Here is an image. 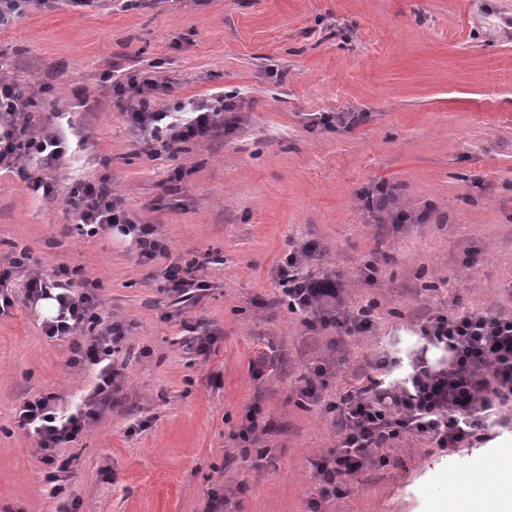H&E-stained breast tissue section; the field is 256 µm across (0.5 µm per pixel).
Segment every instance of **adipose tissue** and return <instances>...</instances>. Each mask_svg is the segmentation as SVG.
Listing matches in <instances>:
<instances>
[{
	"instance_id": "obj_1",
	"label": "adipose tissue",
	"mask_w": 512,
	"mask_h": 512,
	"mask_svg": "<svg viewBox=\"0 0 512 512\" xmlns=\"http://www.w3.org/2000/svg\"><path fill=\"white\" fill-rule=\"evenodd\" d=\"M438 512H512V461H500L491 479L483 470L473 471L457 483L449 506Z\"/></svg>"
}]
</instances>
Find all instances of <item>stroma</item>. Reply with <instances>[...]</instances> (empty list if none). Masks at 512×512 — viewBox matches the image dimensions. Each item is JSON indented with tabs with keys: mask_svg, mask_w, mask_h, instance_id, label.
I'll return each instance as SVG.
<instances>
[{
	"mask_svg": "<svg viewBox=\"0 0 512 512\" xmlns=\"http://www.w3.org/2000/svg\"><path fill=\"white\" fill-rule=\"evenodd\" d=\"M5 76L36 91L33 119L71 114L87 141L52 168L55 200L0 172V269L29 248L33 272L59 265L99 281L102 324L123 377L77 441L59 448L72 476L50 497L38 438L18 426L25 399H84L96 366L69 364V339L47 338L24 300L0 316V512H204L223 487L238 512H306L310 462L337 441L326 404L365 384L383 354L393 377L436 312L512 314V0H160L153 8L34 9L0 30ZM160 76L183 98L239 91L229 135L150 158L116 106L105 73ZM82 98H75V91ZM360 112L354 127L321 114ZM108 180L138 221L153 224L176 262L203 259L210 290L175 304L130 240L78 235L63 197L74 179ZM394 185L404 224L359 199ZM311 242L309 269L342 273L346 306L372 309L369 332L308 330L281 302L275 269ZM215 333L186 354V329ZM326 361L321 403L303 407L307 371ZM269 426L259 463L230 433L252 406ZM148 421L129 433L130 424ZM392 464L350 478L326 512H432L450 482L512 457V429L444 454L406 437Z\"/></svg>",
	"mask_w": 512,
	"mask_h": 512,
	"instance_id": "1",
	"label": "stroma"
}]
</instances>
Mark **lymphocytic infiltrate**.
Returning a JSON list of instances; mask_svg holds the SVG:
<instances>
[{
  "instance_id": "f902f5d3",
  "label": "lymphocytic infiltrate",
  "mask_w": 512,
  "mask_h": 512,
  "mask_svg": "<svg viewBox=\"0 0 512 512\" xmlns=\"http://www.w3.org/2000/svg\"><path fill=\"white\" fill-rule=\"evenodd\" d=\"M112 86L117 95L133 93L124 115L140 132L152 157L174 155L182 152L184 144L232 132L241 121L237 101L221 92L202 101H184L178 99L172 82L149 76L116 79ZM34 98L33 91L0 75V166L17 168L33 193L50 198L54 187L36 170L52 167L63 157L66 138L58 124H32L29 109ZM65 202L79 219L80 234L93 237L112 230L131 238L137 246L136 261L143 266L168 256L169 247L156 226L130 216L123 198L107 181H74ZM314 256V248L305 244L277 267V285L288 298L289 311L305 313V323L312 330L332 327L346 336L369 331L368 314L344 308L340 274L305 272L304 262ZM32 261L29 249L23 248L12 257L9 268L0 270V315L15 302L9 291L13 273H26L27 302L35 304L52 296L58 303L56 316L42 324L45 336L72 338L70 365L89 362L98 368L93 391L81 403L64 410L55 396L46 395L26 400L19 411L20 428L39 439L40 460L48 468L45 480L56 497L64 493L71 474L70 461L58 460L56 450L76 441L89 421L97 419L99 405L111 398L122 375L112 359V346L123 338L125 328L115 321L99 329L100 301L90 291L81 267L60 265L47 281L30 274ZM202 266L196 258L167 265L161 271L164 291L185 302L209 290V283L198 275ZM90 326L95 329L90 339L76 341L77 332ZM421 334L426 344L448 352V360L432 365L424 352H417L411 373L401 379L389 378V361L377 360L381 376L369 378L367 385L333 404L338 441L311 462L317 492L308 502V512H323L325 502L347 496L349 477L370 466H387V448L403 437L425 439L441 451L452 452L490 441L492 427L512 424V315L440 313L422 325Z\"/></svg>"
}]
</instances>
